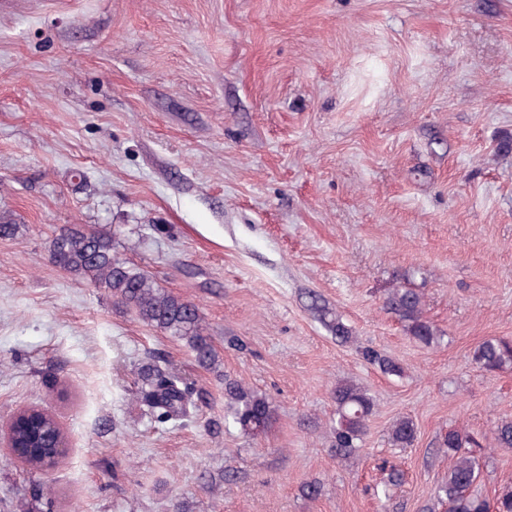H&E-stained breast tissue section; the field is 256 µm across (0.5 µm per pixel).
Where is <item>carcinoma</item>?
<instances>
[{
    "mask_svg": "<svg viewBox=\"0 0 512 512\" xmlns=\"http://www.w3.org/2000/svg\"><path fill=\"white\" fill-rule=\"evenodd\" d=\"M51 261L67 273L112 294L123 305L133 309L138 318L149 326L183 340L203 367L216 362L210 338L204 334L198 307L163 288L147 272L127 265L116 258L112 237L93 229L75 226L52 240ZM308 308L341 343L354 341L352 329L322 303L319 296H308ZM385 310L402 324L406 334L417 343L430 347L440 342L441 331L425 315L421 292L407 286L388 290ZM363 357L378 365L388 375L399 376L401 364L374 350L362 351ZM473 362L482 370L493 373L512 368V339L489 337L482 340L472 354ZM142 402L158 423L183 420L195 406V389L181 376L156 364L146 363L138 369ZM227 407L224 422L231 423L246 435L266 432L274 421L275 410L268 399L235 381L225 382ZM336 403L334 452L336 458L347 459L361 448L374 412V401L363 387L342 380L333 390ZM19 426L37 433L36 444L43 460L53 457L56 424L49 418L32 413L20 418ZM417 439L413 420L402 417L388 431V443L393 448H408ZM492 439L496 448H512V420L500 421ZM439 446L452 454L447 478L433 492L427 512H512V485L498 489L490 503L478 492L482 481V461L486 447L469 431L453 427L441 436Z\"/></svg>",
    "mask_w": 512,
    "mask_h": 512,
    "instance_id": "1",
    "label": "carcinoma"
}]
</instances>
